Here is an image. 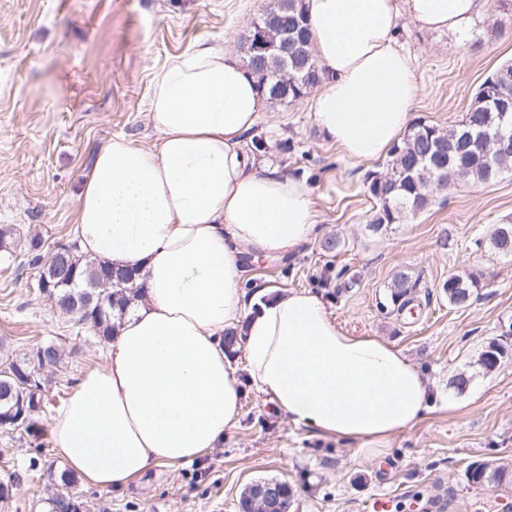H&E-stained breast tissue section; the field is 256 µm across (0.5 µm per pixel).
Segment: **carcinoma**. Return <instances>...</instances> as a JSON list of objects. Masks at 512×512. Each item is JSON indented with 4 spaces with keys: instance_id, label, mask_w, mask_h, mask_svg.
<instances>
[{
    "instance_id": "obj_1",
    "label": "carcinoma",
    "mask_w": 512,
    "mask_h": 512,
    "mask_svg": "<svg viewBox=\"0 0 512 512\" xmlns=\"http://www.w3.org/2000/svg\"><path fill=\"white\" fill-rule=\"evenodd\" d=\"M260 27L269 41L289 44L286 56L272 51L267 54L266 67L270 71L288 68L294 76V83L280 89L258 85L270 100H296L301 90L309 84L317 85L322 78V68L311 50L312 33L308 19L302 9V0H276L275 7L259 19ZM505 99L495 100L488 105L469 107L458 123L448 126L450 131H469L473 142L465 151L454 157L448 166L453 171L461 163L466 167L464 181L483 183L488 172L485 167L480 142L486 132L491 136L501 135L512 139V86L503 90ZM506 112L511 119L498 124L497 113ZM444 136V129H436L433 124L419 122L405 135L401 142L390 150V159L384 175L388 186L378 190L369 189L375 201L376 210L368 227L377 232L392 224H399L431 204L432 195L420 191L413 177L425 170L435 171L430 157L423 155L425 140L432 133ZM30 262L41 266L39 280L54 282L53 301L63 313L71 316L76 323L85 326L95 335L108 340L113 335L115 321L122 318L128 307L139 297L142 285L137 283L135 272L127 269H114L104 261L88 259L80 253L78 241L67 240V273L75 276L68 281L57 277L55 257L42 261V239L34 234L26 239ZM460 288H444L448 302L457 308L471 304L478 291L479 280L474 276L457 277ZM417 282L407 270H401L393 278L390 297L397 311L402 312L413 304V292ZM63 345L54 340L38 342L22 357L16 358L0 368V428L9 430L24 427L33 436L41 435L43 426L41 409L46 407L47 385L52 382V374L63 368ZM509 357V349L500 343H488L479 354L477 363L490 371ZM470 485L494 487L512 485V469L497 464L492 480H487L484 461L471 462L465 472ZM72 476L67 472L60 475V483L46 498L47 512H68V504L74 500L70 492Z\"/></svg>"
}]
</instances>
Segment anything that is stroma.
<instances>
[{
	"label": "stroma",
	"instance_id": "35a3bbf8",
	"mask_svg": "<svg viewBox=\"0 0 512 512\" xmlns=\"http://www.w3.org/2000/svg\"><path fill=\"white\" fill-rule=\"evenodd\" d=\"M271 0H0V226L39 233L44 252L72 236L82 181L112 137L148 146L155 77L198 43L244 55V38ZM399 44L415 59L414 121H459L479 85L512 62V0H490L466 37L403 21ZM311 96L270 102L249 141L258 161L304 181L321 231L288 256L248 262L246 290L321 295L348 333L393 343L441 391L465 374L475 405L438 409L370 451L291 423L268 396L249 390L236 427L202 458L161 464L121 488L77 479L82 512H238L243 491L261 479L288 483V512H367L385 494L392 512H501L510 488L467 483L469 463L512 465V359L493 371L477 365L490 341L512 348V257L485 248L496 225L512 224V173L487 183L458 182L403 223L379 232L367 224L374 201L369 174L386 159L352 162L322 140ZM337 241L324 250L326 241ZM418 276L414 310L394 311L390 285ZM476 276L465 308L449 304V276ZM39 269L23 249L0 261V363L44 339L61 340L68 365L49 386L41 419L50 423L105 343L60 313L40 292ZM67 464L49 434L0 430V480L13 479L0 512H45L51 473Z\"/></svg>",
	"mask_w": 512,
	"mask_h": 512
}]
</instances>
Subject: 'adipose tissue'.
<instances>
[{
    "label": "adipose tissue",
    "instance_id": "1",
    "mask_svg": "<svg viewBox=\"0 0 512 512\" xmlns=\"http://www.w3.org/2000/svg\"><path fill=\"white\" fill-rule=\"evenodd\" d=\"M322 68L313 120L357 162L385 157L419 93L402 20L464 32L489 0H303ZM267 106L229 50L199 44L156 77L141 146L113 137L86 174L73 233L85 257L136 270L142 298L117 321L102 363L52 418L56 455L88 483L127 485L160 464L193 461L240 420L245 385L289 421L379 450L441 400L394 344L355 336L307 290L247 294L245 256L282 257L316 235L304 182L257 169L245 137ZM242 337L244 365L225 350Z\"/></svg>",
    "mask_w": 512,
    "mask_h": 512
}]
</instances>
